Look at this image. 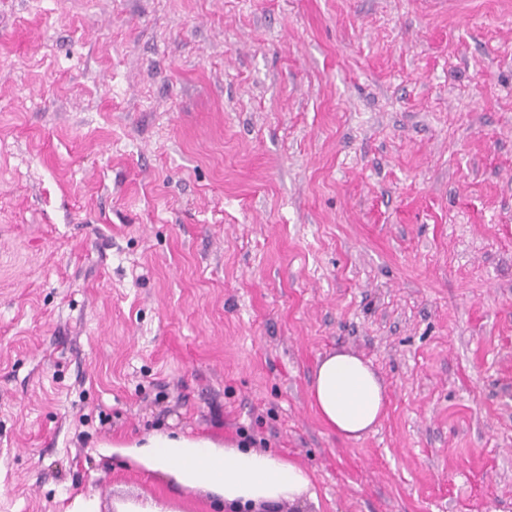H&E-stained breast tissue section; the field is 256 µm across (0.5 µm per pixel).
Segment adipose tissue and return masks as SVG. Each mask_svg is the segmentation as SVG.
Here are the masks:
<instances>
[{
    "mask_svg": "<svg viewBox=\"0 0 512 512\" xmlns=\"http://www.w3.org/2000/svg\"><path fill=\"white\" fill-rule=\"evenodd\" d=\"M313 405L324 424L346 438H360L379 422L384 406L382 384L360 357L333 352L317 364ZM155 469L173 473L190 485L203 486L231 505L273 508L302 498H316L310 476L297 465L269 453L216 451L203 439L158 434L148 439Z\"/></svg>",
    "mask_w": 512,
    "mask_h": 512,
    "instance_id": "1",
    "label": "adipose tissue"
}]
</instances>
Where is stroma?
Segmentation results:
<instances>
[{
	"label": "stroma",
	"instance_id": "obj_1",
	"mask_svg": "<svg viewBox=\"0 0 512 512\" xmlns=\"http://www.w3.org/2000/svg\"><path fill=\"white\" fill-rule=\"evenodd\" d=\"M166 433L512 512V0H0V512H225ZM312 401L324 424L346 438H360L379 422L384 406L381 382L360 357L333 352L317 364Z\"/></svg>",
	"mask_w": 512,
	"mask_h": 512
}]
</instances>
